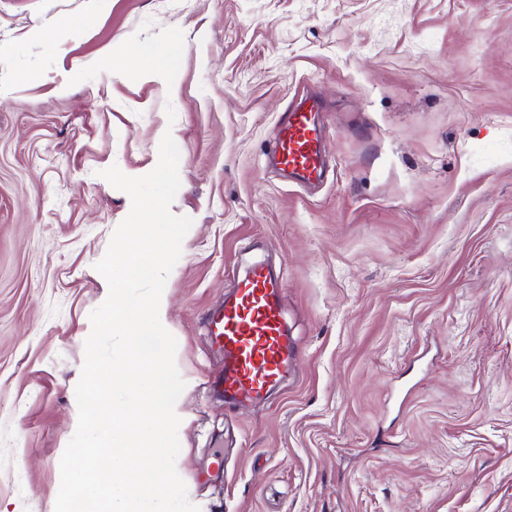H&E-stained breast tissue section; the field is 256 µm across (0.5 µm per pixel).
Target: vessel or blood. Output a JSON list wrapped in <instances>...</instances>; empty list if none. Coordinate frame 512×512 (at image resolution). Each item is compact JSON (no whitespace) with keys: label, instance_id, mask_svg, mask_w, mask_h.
Returning a JSON list of instances; mask_svg holds the SVG:
<instances>
[{"label":"vessel or blood","instance_id":"vessel-or-blood-1","mask_svg":"<svg viewBox=\"0 0 512 512\" xmlns=\"http://www.w3.org/2000/svg\"><path fill=\"white\" fill-rule=\"evenodd\" d=\"M318 112L314 98L293 102L274 143L275 165L308 184L324 176ZM282 293L280 280L254 265L208 320L211 344L224 355L223 373L213 387L228 404L264 399L288 373L295 350L285 328Z\"/></svg>","mask_w":512,"mask_h":512}]
</instances>
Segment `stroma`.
Wrapping results in <instances>:
<instances>
[{
    "mask_svg": "<svg viewBox=\"0 0 512 512\" xmlns=\"http://www.w3.org/2000/svg\"><path fill=\"white\" fill-rule=\"evenodd\" d=\"M147 20L184 35L173 85L70 84ZM307 89L315 188L266 164ZM166 130L193 221L165 286L189 501L512 512V0H0V512H54L95 265L131 210L100 172L149 173ZM257 263L297 356L232 406L206 316Z\"/></svg>",
    "mask_w": 512,
    "mask_h": 512,
    "instance_id": "35a3bbf8",
    "label": "stroma"
}]
</instances>
